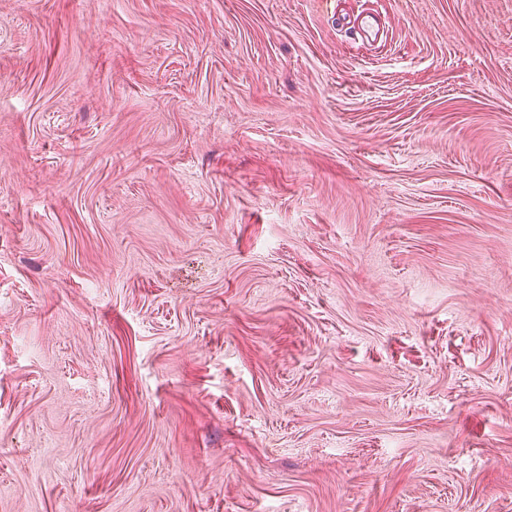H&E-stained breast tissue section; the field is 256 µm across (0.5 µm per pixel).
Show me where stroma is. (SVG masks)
<instances>
[{"instance_id": "obj_1", "label": "stroma", "mask_w": 512, "mask_h": 512, "mask_svg": "<svg viewBox=\"0 0 512 512\" xmlns=\"http://www.w3.org/2000/svg\"><path fill=\"white\" fill-rule=\"evenodd\" d=\"M0 0V512H512V0ZM345 1L336 0V21L341 27L354 30L361 37L370 40H376L380 36V22L377 15L371 12L350 14L345 8H342Z\"/></svg>"}]
</instances>
